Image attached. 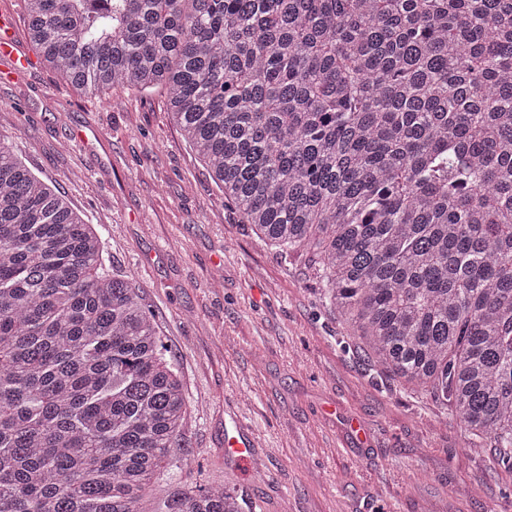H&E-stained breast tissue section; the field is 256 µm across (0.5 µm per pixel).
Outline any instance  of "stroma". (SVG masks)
<instances>
[{
  "label": "stroma",
  "instance_id": "stroma-1",
  "mask_svg": "<svg viewBox=\"0 0 512 512\" xmlns=\"http://www.w3.org/2000/svg\"><path fill=\"white\" fill-rule=\"evenodd\" d=\"M0 132L130 274L187 397L186 435L141 512L225 481L245 512H512V468L464 444L429 396L373 366L307 257L244 224L190 150L166 93L91 97L43 61L0 78ZM251 435L242 466L224 438Z\"/></svg>",
  "mask_w": 512,
  "mask_h": 512
}]
</instances>
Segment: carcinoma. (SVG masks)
<instances>
[{
  "mask_svg": "<svg viewBox=\"0 0 512 512\" xmlns=\"http://www.w3.org/2000/svg\"><path fill=\"white\" fill-rule=\"evenodd\" d=\"M84 94L162 86L374 366L512 467V0H25ZM0 132V512H138L187 400L139 287ZM165 512H244L216 480Z\"/></svg>",
  "mask_w": 512,
  "mask_h": 512,
  "instance_id": "1",
  "label": "carcinoma"
}]
</instances>
